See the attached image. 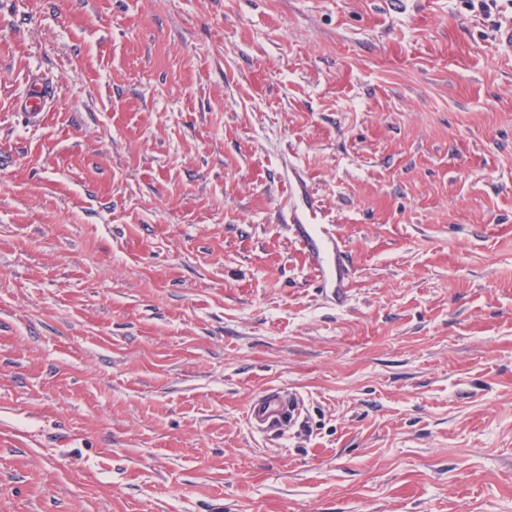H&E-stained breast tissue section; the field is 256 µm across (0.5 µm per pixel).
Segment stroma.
Wrapping results in <instances>:
<instances>
[{"instance_id": "35a3bbf8", "label": "stroma", "mask_w": 512, "mask_h": 512, "mask_svg": "<svg viewBox=\"0 0 512 512\" xmlns=\"http://www.w3.org/2000/svg\"><path fill=\"white\" fill-rule=\"evenodd\" d=\"M497 20L0 0V512H512ZM293 214L345 244L343 305ZM273 386L282 438L246 419ZM52 97V87L39 77L28 81L27 89L16 101V109L24 112L30 122L38 121L44 115L46 104ZM298 410L296 394L284 388H270L251 399L247 420L256 433L284 435L294 427Z\"/></svg>"}]
</instances>
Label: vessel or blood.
Segmentation results:
<instances>
[{"instance_id":"b4317fda","label":"vessel or blood","mask_w":512,"mask_h":512,"mask_svg":"<svg viewBox=\"0 0 512 512\" xmlns=\"http://www.w3.org/2000/svg\"><path fill=\"white\" fill-rule=\"evenodd\" d=\"M51 97V86L43 79L34 77L29 80L24 95L17 99L16 108L24 112L29 121L34 122L42 118ZM293 229L322 278L333 282L332 295L336 302L344 303L347 296L346 282L350 274L345 245L329 238L322 227L314 224L297 221ZM298 410L296 394L284 388H270L251 399L247 420L251 430L256 433L283 435L294 427Z\"/></svg>"}]
</instances>
